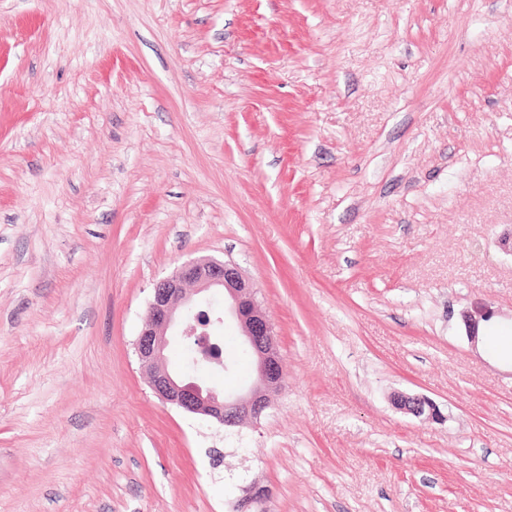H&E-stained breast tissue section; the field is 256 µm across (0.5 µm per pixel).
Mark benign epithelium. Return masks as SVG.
Instances as JSON below:
<instances>
[{"instance_id":"7a95c632","label":"benign epithelium","mask_w":512,"mask_h":512,"mask_svg":"<svg viewBox=\"0 0 512 512\" xmlns=\"http://www.w3.org/2000/svg\"><path fill=\"white\" fill-rule=\"evenodd\" d=\"M207 293L223 294L224 309L202 308ZM257 293L256 285L243 276L235 262L216 258L188 260L154 285L135 352L140 369L161 401L222 427L261 418L272 396L283 387L285 369L274 328L257 301ZM228 318L240 327L243 344L254 358L255 376L243 393L228 394L199 376L201 369L225 368L214 331ZM174 333L189 342L192 372L180 373L168 366V336ZM391 401L396 409L418 418H443L439 407L423 396L397 392ZM268 495L269 490L254 480L237 504L242 512H248Z\"/></svg>"}]
</instances>
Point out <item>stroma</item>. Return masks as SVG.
<instances>
[{
    "label": "stroma",
    "mask_w": 512,
    "mask_h": 512,
    "mask_svg": "<svg viewBox=\"0 0 512 512\" xmlns=\"http://www.w3.org/2000/svg\"><path fill=\"white\" fill-rule=\"evenodd\" d=\"M510 235L512 0H0V512H233L255 478L264 512H512V356L463 323L512 328ZM210 257L286 370L230 431L134 353ZM393 406L415 417H423L425 420H441L443 415L439 407L423 396H410L403 392L394 393L391 397Z\"/></svg>",
    "instance_id": "1"
}]
</instances>
